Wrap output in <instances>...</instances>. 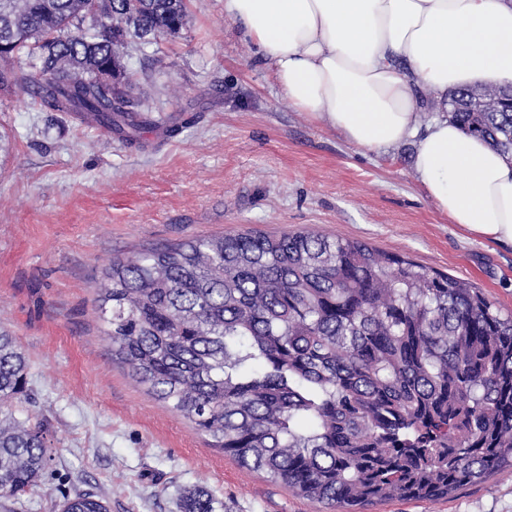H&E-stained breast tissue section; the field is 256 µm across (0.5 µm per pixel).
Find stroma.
I'll return each instance as SVG.
<instances>
[{
    "label": "stroma",
    "mask_w": 512,
    "mask_h": 512,
    "mask_svg": "<svg viewBox=\"0 0 512 512\" xmlns=\"http://www.w3.org/2000/svg\"><path fill=\"white\" fill-rule=\"evenodd\" d=\"M132 94L184 123L130 146L22 91L0 94V331L28 355L13 410L44 421L40 487L0 512H58L104 495L111 512H177L203 488L216 512H334L209 447L112 358L96 286L113 258L226 233L311 229L399 253L480 288L512 314V244L471 236L416 178L414 140L385 153L290 105L224 0H188L181 32L125 48ZM376 512H512L507 467L440 501ZM61 512H109L105 497L93 492H77L68 496L60 504Z\"/></svg>",
    "instance_id": "obj_1"
}]
</instances>
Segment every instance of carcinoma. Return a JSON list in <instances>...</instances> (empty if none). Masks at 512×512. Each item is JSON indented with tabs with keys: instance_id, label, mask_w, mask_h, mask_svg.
<instances>
[{
	"instance_id": "obj_1",
	"label": "carcinoma",
	"mask_w": 512,
	"mask_h": 512,
	"mask_svg": "<svg viewBox=\"0 0 512 512\" xmlns=\"http://www.w3.org/2000/svg\"><path fill=\"white\" fill-rule=\"evenodd\" d=\"M0 0V91L81 112L134 144L140 103L97 72L112 37L175 36L186 0ZM26 57L25 76L13 66ZM497 87L448 94V118L512 157ZM96 302L112 352L208 445L298 496L370 512L452 496L512 467V316L470 283L366 243L302 230L196 237L112 259ZM27 358L0 332V500L38 487L47 430L7 411ZM61 512H109L93 492ZM178 512H215L203 490Z\"/></svg>"
}]
</instances>
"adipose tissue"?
<instances>
[{
    "instance_id": "1",
    "label": "adipose tissue",
    "mask_w": 512,
    "mask_h": 512,
    "mask_svg": "<svg viewBox=\"0 0 512 512\" xmlns=\"http://www.w3.org/2000/svg\"><path fill=\"white\" fill-rule=\"evenodd\" d=\"M298 111L350 143L415 139L437 208L473 236L512 243V159L448 120V92L512 86V0H224ZM436 116L419 127L415 84Z\"/></svg>"
}]
</instances>
